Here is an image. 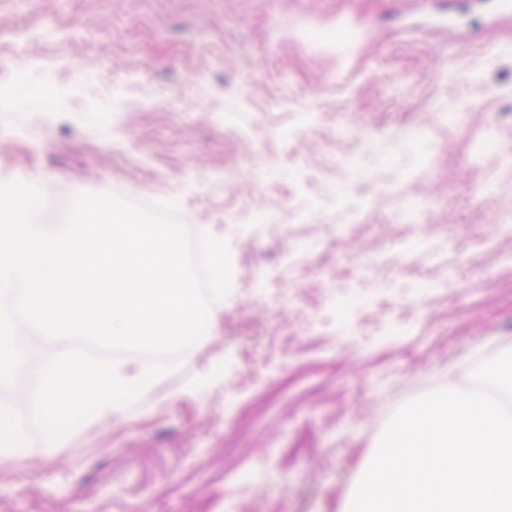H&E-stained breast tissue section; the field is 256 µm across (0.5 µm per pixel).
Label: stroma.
Returning a JSON list of instances; mask_svg holds the SVG:
<instances>
[{
  "instance_id": "stroma-1",
  "label": "stroma",
  "mask_w": 512,
  "mask_h": 512,
  "mask_svg": "<svg viewBox=\"0 0 512 512\" xmlns=\"http://www.w3.org/2000/svg\"><path fill=\"white\" fill-rule=\"evenodd\" d=\"M348 30V51L305 33ZM53 105L0 179L173 200L235 277L203 335L55 448L24 358L0 512H349L396 412L512 351V10L488 0H0ZM107 82L91 92L87 74ZM112 127L99 140L94 119ZM421 132L409 138V130ZM224 377L195 381L214 364Z\"/></svg>"
}]
</instances>
